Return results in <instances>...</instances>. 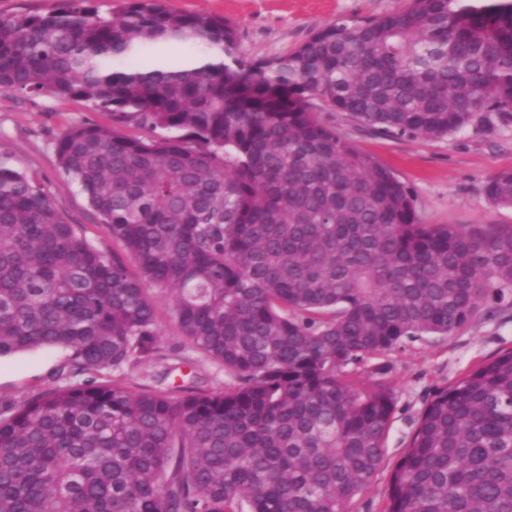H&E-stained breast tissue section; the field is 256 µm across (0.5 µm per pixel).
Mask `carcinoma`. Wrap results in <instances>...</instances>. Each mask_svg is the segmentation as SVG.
I'll use <instances>...</instances> for the list:
<instances>
[{
  "instance_id": "carcinoma-1",
  "label": "carcinoma",
  "mask_w": 512,
  "mask_h": 512,
  "mask_svg": "<svg viewBox=\"0 0 512 512\" xmlns=\"http://www.w3.org/2000/svg\"><path fill=\"white\" fill-rule=\"evenodd\" d=\"M182 42L207 63L114 64ZM45 90L168 135L55 141L122 254L0 159V357L61 347L73 376L151 364L155 290L230 383L0 398V512H348L396 409L368 361L512 320V226L421 223L405 184L315 115L422 139L512 125V0H412L269 60L164 0L1 15L0 91ZM485 193L512 208V171ZM381 512H512V348L426 397Z\"/></svg>"
}]
</instances>
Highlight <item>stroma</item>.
<instances>
[{"label": "stroma", "instance_id": "35a3bbf8", "mask_svg": "<svg viewBox=\"0 0 512 512\" xmlns=\"http://www.w3.org/2000/svg\"><path fill=\"white\" fill-rule=\"evenodd\" d=\"M175 10L205 13L234 24L242 53L270 59L291 51L313 32L340 17L368 18L405 9L409 0H166ZM319 119L362 152L390 168L413 195L424 224H511L512 209L494 206L484 187L494 174L512 170V125L494 131L465 128L441 139L375 133L344 113L324 110ZM111 117L82 100L44 92L35 96L0 92V156L21 170L36 173L58 209L82 225L96 248L115 251L77 185L61 171L54 143L80 124H111ZM157 330L164 357L120 372L133 391L185 385L220 391L226 377L217 363L194 351L181 337L167 297L156 296ZM512 347V321H489L453 336H430L384 356L385 376L398 403L382 461L368 488L350 504V512H379L389 492L390 476L407 450L426 393L450 385L479 359ZM66 352L44 348L0 358V397L20 400L60 384Z\"/></svg>", "mask_w": 512, "mask_h": 512}]
</instances>
